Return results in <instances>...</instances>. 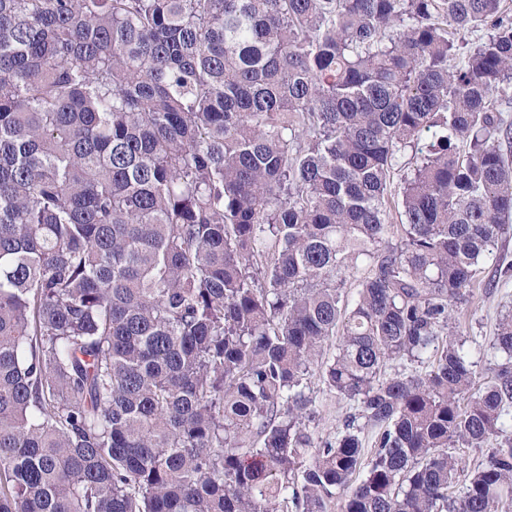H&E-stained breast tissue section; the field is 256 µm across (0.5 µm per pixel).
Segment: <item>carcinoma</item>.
<instances>
[{
  "mask_svg": "<svg viewBox=\"0 0 512 512\" xmlns=\"http://www.w3.org/2000/svg\"><path fill=\"white\" fill-rule=\"evenodd\" d=\"M511 153L507 0H0V512H512ZM420 154L415 156V152L412 154L411 151L407 152L404 156L400 157L395 170L393 173V179L391 181V192L389 194V201L387 203V211H390L391 224L395 225L398 223V205L401 200V192L404 185V177L407 173L415 167L416 163L419 162ZM495 268L491 261L483 265L471 288L470 302L461 306L465 312L462 321L467 336L484 346L494 335L499 315L510 306L512 309V279L508 283L503 282ZM316 374L315 384H313L315 391L312 406L314 418L310 423V430L316 439H333L336 436L337 429L341 427L346 413L350 411L349 406L346 402L338 400L334 393L325 390L318 383L317 368Z\"/></svg>",
  "mask_w": 512,
  "mask_h": 512,
  "instance_id": "carcinoma-1",
  "label": "carcinoma"
}]
</instances>
